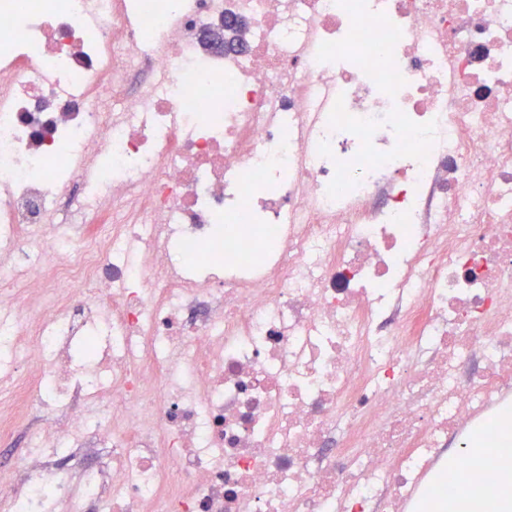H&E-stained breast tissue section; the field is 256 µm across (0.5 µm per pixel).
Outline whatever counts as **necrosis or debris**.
<instances>
[{
	"label": "necrosis or debris",
	"instance_id": "1",
	"mask_svg": "<svg viewBox=\"0 0 512 512\" xmlns=\"http://www.w3.org/2000/svg\"><path fill=\"white\" fill-rule=\"evenodd\" d=\"M0 346L9 512H425L512 415V0H0ZM23 448H27V440L22 430L9 439H3L0 436V466L15 461L21 455Z\"/></svg>",
	"mask_w": 512,
	"mask_h": 512
}]
</instances>
